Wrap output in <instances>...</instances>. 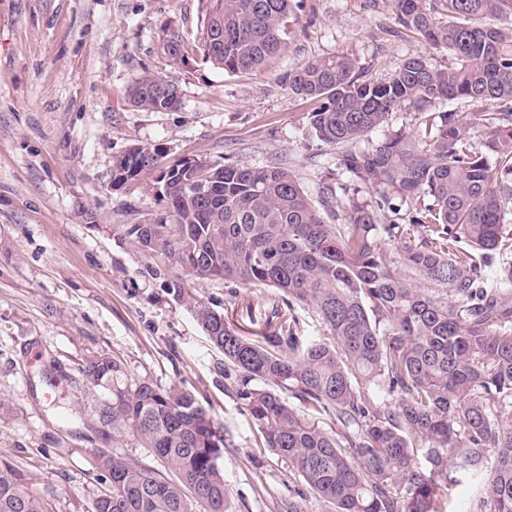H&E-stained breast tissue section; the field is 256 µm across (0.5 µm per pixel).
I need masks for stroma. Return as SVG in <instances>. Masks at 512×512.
I'll return each mask as SVG.
<instances>
[{
	"label": "stroma",
	"instance_id": "obj_1",
	"mask_svg": "<svg viewBox=\"0 0 512 512\" xmlns=\"http://www.w3.org/2000/svg\"><path fill=\"white\" fill-rule=\"evenodd\" d=\"M209 0H0V465L9 464L54 512H92L97 457L112 451L157 466L138 437L113 434L98 409L107 390L78 369L101 351L129 374L190 390L222 427L219 459L233 512H332L275 451L237 395L240 378L198 325L204 304L260 331L274 288L185 276L138 249L128 224L165 209L153 175L113 186L118 158L138 145L214 164L283 160L310 198L339 176L336 156L309 132L316 103L292 94L290 69L353 54L382 79L403 59L443 53L396 34L388 0H297L282 56L232 75L163 49L167 30L198 44ZM179 86L176 109L130 104L144 73Z\"/></svg>",
	"mask_w": 512,
	"mask_h": 512
}]
</instances>
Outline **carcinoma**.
<instances>
[{
  "label": "carcinoma",
  "instance_id": "cac0c4a2",
  "mask_svg": "<svg viewBox=\"0 0 512 512\" xmlns=\"http://www.w3.org/2000/svg\"><path fill=\"white\" fill-rule=\"evenodd\" d=\"M390 4L401 27L447 53L444 63L410 56L375 80L340 52L288 74L291 93L321 101L310 132L336 151L345 182L324 184L316 205L280 160H201L208 196L175 185L159 198L168 218L130 224L126 235L188 276L281 294L276 321L249 336L206 305L195 317L241 374L239 398L266 447L334 512H442L468 480L483 485L478 512H512V26L488 23L512 20V0ZM295 23L293 0H210V37L197 48L228 74L257 72L286 50ZM163 49L188 58L178 31ZM170 87L147 73L127 98L169 111L180 104ZM456 99L495 107L475 113L479 139L459 112L439 110ZM397 112L421 115L422 134L372 139ZM409 226L421 229L416 243ZM297 306L332 341L299 335ZM80 370L112 394L100 422L140 438L162 464L99 456L93 512H232L216 466L224 433L191 392L132 379L104 352ZM371 387L390 400L366 401L361 390ZM286 391L307 412L332 416L337 431L305 421ZM0 512L53 509L5 464Z\"/></svg>",
  "mask_w": 512,
  "mask_h": 512
}]
</instances>
